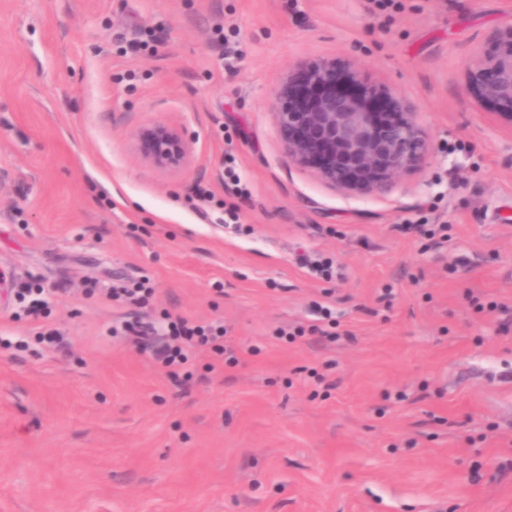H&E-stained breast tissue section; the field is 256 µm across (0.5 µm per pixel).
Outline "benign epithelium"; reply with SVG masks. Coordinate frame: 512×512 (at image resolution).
I'll return each mask as SVG.
<instances>
[{
	"mask_svg": "<svg viewBox=\"0 0 512 512\" xmlns=\"http://www.w3.org/2000/svg\"><path fill=\"white\" fill-rule=\"evenodd\" d=\"M467 91L512 123V24L496 33L488 51L470 57ZM273 108L289 160L333 188L380 196L399 176L420 168L430 150L408 101L333 58L292 67L274 93ZM132 147L159 170L183 168L191 153L183 130L165 123L139 128Z\"/></svg>",
	"mask_w": 512,
	"mask_h": 512,
	"instance_id": "7a95c632",
	"label": "benign epithelium"
}]
</instances>
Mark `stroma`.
<instances>
[{"mask_svg":"<svg viewBox=\"0 0 512 512\" xmlns=\"http://www.w3.org/2000/svg\"><path fill=\"white\" fill-rule=\"evenodd\" d=\"M510 24L512 0H0V512H512V125L465 90ZM317 58L418 113L431 152L388 193L285 154L273 92ZM157 122L186 167L133 152ZM144 279L148 305L105 294ZM167 314L223 323L237 364L173 374L109 334ZM132 147L142 161L159 170H177L187 165L191 146L182 128L155 123L139 128Z\"/></svg>","mask_w":512,"mask_h":512,"instance_id":"1","label":"stroma"}]
</instances>
